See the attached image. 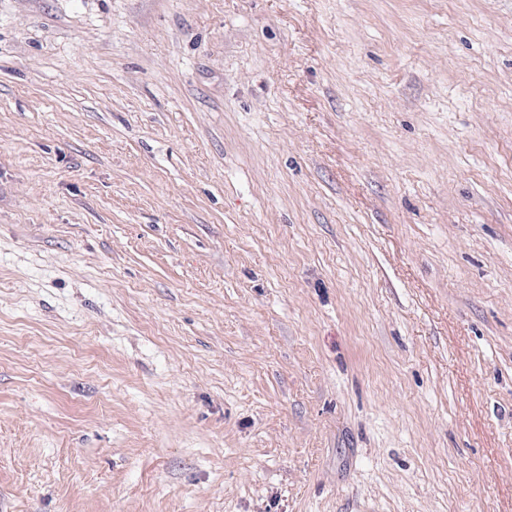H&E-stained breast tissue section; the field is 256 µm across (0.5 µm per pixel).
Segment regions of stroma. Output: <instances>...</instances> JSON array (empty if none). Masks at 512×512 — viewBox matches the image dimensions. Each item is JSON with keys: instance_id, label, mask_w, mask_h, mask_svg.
Masks as SVG:
<instances>
[{"instance_id": "35a3bbf8", "label": "stroma", "mask_w": 512, "mask_h": 512, "mask_svg": "<svg viewBox=\"0 0 512 512\" xmlns=\"http://www.w3.org/2000/svg\"><path fill=\"white\" fill-rule=\"evenodd\" d=\"M0 512H512V0H0Z\"/></svg>"}]
</instances>
